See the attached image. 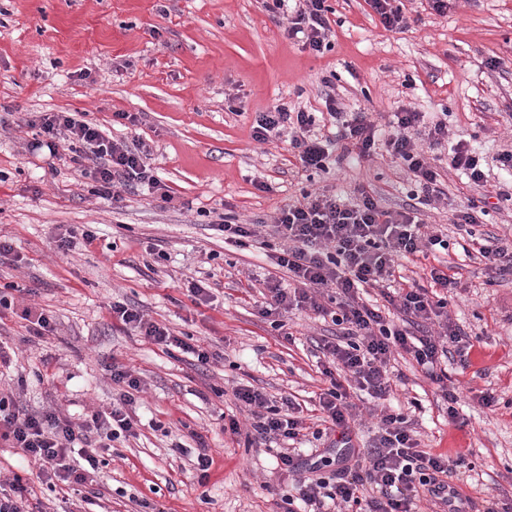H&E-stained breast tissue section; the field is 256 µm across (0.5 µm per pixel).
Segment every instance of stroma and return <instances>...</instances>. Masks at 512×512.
Here are the masks:
<instances>
[{"label": "stroma", "mask_w": 512, "mask_h": 512, "mask_svg": "<svg viewBox=\"0 0 512 512\" xmlns=\"http://www.w3.org/2000/svg\"><path fill=\"white\" fill-rule=\"evenodd\" d=\"M402 3L407 25L389 31L369 0H329L331 47L315 54L289 38L285 16L265 0H0V239L19 256L0 265V284L16 287L0 312L9 361L0 393L79 415L109 408L112 362L141 380L131 407L138 435L114 441L81 486L86 512H277L295 494V476L280 474L264 445L248 444L252 419L234 391L251 386L312 407L327 386L321 348L337 328L292 309L279 313V331L261 314L265 283H289L271 259L280 248L271 224L303 192L354 203L363 189L384 209L442 226L461 282L448 314L474 344L467 364L449 360L443 386L411 357L396 358L395 403L417 422L426 450L465 457L452 476L464 493L497 510L512 504V274L466 257L453 225L483 199L480 233L512 239V201L497 197L512 193L498 161L512 150V0H450L442 14L426 0ZM329 96L382 123L403 108L446 120L438 155L466 142L483 160L486 186L474 189L448 167L442 199L419 206L412 173L385 151L308 173L287 137L252 139L258 113L282 104L321 113ZM40 112H80L104 133L142 141L172 203L134 186L119 201L103 199L71 151L30 153ZM120 112L136 123L121 126ZM224 213L255 225L247 245L211 230ZM67 224L91 226L96 241L58 253L52 240ZM197 280L211 287L200 305L187 296ZM115 301L217 360L203 367L123 330ZM27 307L52 319L53 335H30ZM446 389L458 396L453 422ZM484 392L495 406L479 403ZM232 416L240 434L224 430ZM202 444L214 459L205 480L195 465Z\"/></svg>", "instance_id": "35a3bbf8"}]
</instances>
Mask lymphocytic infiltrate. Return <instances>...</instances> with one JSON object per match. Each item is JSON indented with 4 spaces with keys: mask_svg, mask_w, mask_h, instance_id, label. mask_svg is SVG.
<instances>
[{
    "mask_svg": "<svg viewBox=\"0 0 512 512\" xmlns=\"http://www.w3.org/2000/svg\"><path fill=\"white\" fill-rule=\"evenodd\" d=\"M273 6L285 11L288 35L303 48L319 53L328 47L332 29L327 0H273ZM325 106L331 125L338 129L337 137L315 134L313 113L280 105L259 115L252 138L265 143L287 135L296 160L311 172L327 170L331 147H340L343 158L358 161L382 148L406 164L425 199L440 197L439 167L417 144L414 134L424 131L430 145L441 144L448 133L445 122L428 126L422 113L404 109L394 113L385 134L369 113L342 112L332 97L326 98ZM34 124L40 138L33 142V152L45 150L54 157L62 145L75 147L74 163L82 177L95 183L102 198L118 199L121 188L134 183L146 185L162 203L173 201V194L148 164V150L142 142L105 136L96 125L71 112H44ZM477 224L474 208L456 216L455 226L465 232L472 251L487 264L512 272V241L478 236ZM273 232L283 242L273 261L287 270L293 285L269 286L270 300L262 314L306 306L318 316L331 318L342 331L340 342L323 346L331 358L322 370L329 384L314 404L322 424L314 438L338 432L351 439L357 419L348 401V387L353 384L372 398L387 399L392 390L393 354L410 355L436 382L440 379L437 367L450 352L464 356L471 350L468 335L452 322L444 321L442 333L436 335L419 328L420 322L442 318L447 292L458 286L446 264L429 262L430 256L448 248L437 225L388 211L366 191L353 205L336 194L307 192L302 201L280 209ZM410 257L421 260L423 277L395 287L400 262ZM323 295L328 298L324 304L319 301ZM110 310L113 320L162 351L179 349L203 365L214 357L213 352L185 342L123 302H113ZM110 372L119 387L111 409L77 420L59 410L28 412L14 400L0 397V439L10 441L22 457L38 463L39 477H54L67 485L84 483L88 470L99 465L103 440L136 433L137 423L128 408L141 381L118 362L112 363ZM235 397L248 408L256 439L295 441L302 436L306 423L296 417L292 399L276 405L249 386L236 389ZM349 456L350 464L330 476H306L303 463L292 452H279L283 470L299 477L298 496L286 498L284 512H295L298 503L303 504V512H325L328 504L336 512H414L418 494L444 502L448 475L457 466L447 454L424 450L408 416L391 410L382 414L373 446L350 451Z\"/></svg>",
    "mask_w": 512,
    "mask_h": 512,
    "instance_id": "1",
    "label": "lymphocytic infiltrate"
}]
</instances>
